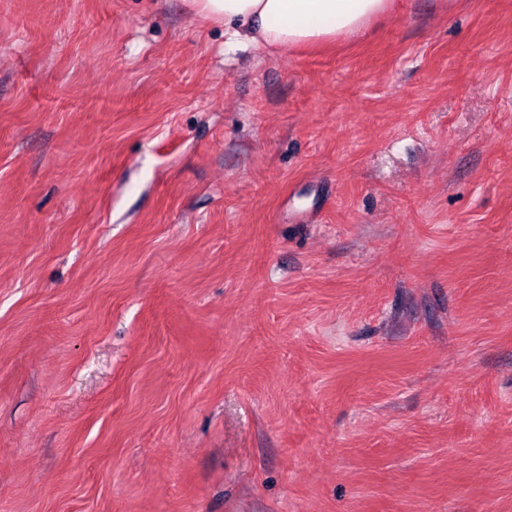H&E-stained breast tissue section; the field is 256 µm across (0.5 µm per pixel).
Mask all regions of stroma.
I'll return each instance as SVG.
<instances>
[{
    "label": "stroma",
    "mask_w": 512,
    "mask_h": 512,
    "mask_svg": "<svg viewBox=\"0 0 512 512\" xmlns=\"http://www.w3.org/2000/svg\"><path fill=\"white\" fill-rule=\"evenodd\" d=\"M0 512H512V0H0ZM191 8L224 23L235 43L284 50L317 47L362 34L394 8V0H187Z\"/></svg>",
    "instance_id": "obj_1"
}]
</instances>
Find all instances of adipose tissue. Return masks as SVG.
Returning <instances> with one entry per match:
<instances>
[{"label":"adipose tissue","instance_id":"1","mask_svg":"<svg viewBox=\"0 0 512 512\" xmlns=\"http://www.w3.org/2000/svg\"><path fill=\"white\" fill-rule=\"evenodd\" d=\"M191 8L224 25L235 43L284 50L317 47L362 34L394 0H188Z\"/></svg>","mask_w":512,"mask_h":512}]
</instances>
